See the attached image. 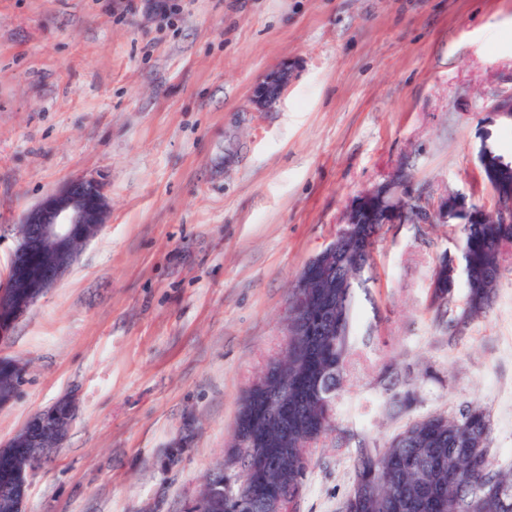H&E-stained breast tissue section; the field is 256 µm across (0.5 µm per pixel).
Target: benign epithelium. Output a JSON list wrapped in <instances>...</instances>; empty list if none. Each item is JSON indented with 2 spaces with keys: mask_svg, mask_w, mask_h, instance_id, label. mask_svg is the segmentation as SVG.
I'll use <instances>...</instances> for the list:
<instances>
[{
  "mask_svg": "<svg viewBox=\"0 0 512 512\" xmlns=\"http://www.w3.org/2000/svg\"><path fill=\"white\" fill-rule=\"evenodd\" d=\"M288 68L281 67L266 75L257 84L253 102L265 109L275 104L288 86ZM496 206L488 210L468 201L459 192H449L437 201L428 199L415 186L412 174L405 166L385 182L357 196L345 211L346 224L359 220L367 224H474L490 220L495 224H512V190L505 192L490 183ZM108 216L106 184L101 177H81L67 181L46 195L26 212L16 249L11 258L10 276L0 284V345L8 342L15 323L76 263L81 249L94 240ZM337 243L310 261L322 268L336 267ZM76 405L62 397L49 408L33 416L24 426L29 436L20 441L12 438L0 445V457L13 462L15 483L0 496L3 512H24L28 481L34 465L23 448H42L48 455L62 447L75 420ZM319 439L302 436L295 448L280 449L282 456L298 453L309 456ZM249 447L253 458L261 459L255 443L241 436L232 439L231 451L220 464L229 488L238 476L230 477L236 468L239 449Z\"/></svg>",
  "mask_w": 512,
  "mask_h": 512,
  "instance_id": "benign-epithelium-1",
  "label": "benign epithelium"
}]
</instances>
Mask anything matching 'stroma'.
Segmentation results:
<instances>
[{"instance_id": "stroma-1", "label": "stroma", "mask_w": 512, "mask_h": 512, "mask_svg": "<svg viewBox=\"0 0 512 512\" xmlns=\"http://www.w3.org/2000/svg\"><path fill=\"white\" fill-rule=\"evenodd\" d=\"M292 72L280 102L255 86ZM512 0H0V284L24 213L103 177L107 222L0 355L26 365L0 444L68 395L76 419L26 512H189L240 400L283 353L303 267L400 164L493 208L482 135L512 154ZM449 224H389L299 512H340L359 441L480 403L512 468V273L457 340L429 309ZM411 410L388 414L392 372ZM180 449L170 462V449ZM288 79V67H281L267 74L254 89V104L259 109H265L275 104L285 92Z\"/></svg>"}]
</instances>
